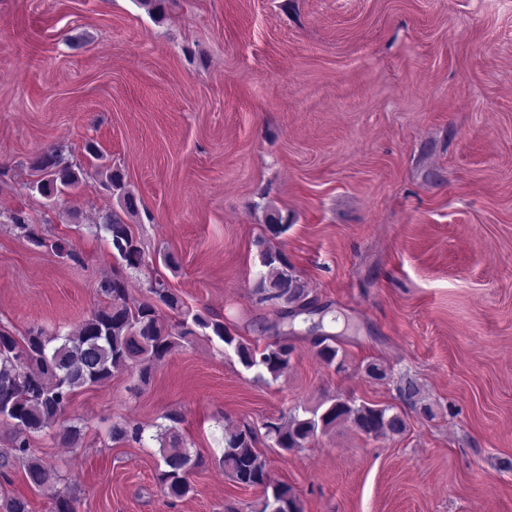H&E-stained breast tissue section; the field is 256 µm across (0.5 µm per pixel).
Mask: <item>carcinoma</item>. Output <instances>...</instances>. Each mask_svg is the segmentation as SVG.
Listing matches in <instances>:
<instances>
[{
	"label": "carcinoma",
	"mask_w": 512,
	"mask_h": 512,
	"mask_svg": "<svg viewBox=\"0 0 512 512\" xmlns=\"http://www.w3.org/2000/svg\"><path fill=\"white\" fill-rule=\"evenodd\" d=\"M31 168L37 176L31 188L48 199L78 188L84 180L83 171L64 163L56 150L38 156ZM103 185L117 193L121 211L104 216L100 229L107 235L122 266L139 270L144 266V250L124 217L138 213L140 200L128 188L125 174L117 167L106 170ZM10 221L34 245L48 246L61 258H76L67 240L46 242L18 214L10 216ZM264 258L263 266L268 268V273L254 284L259 301L278 306L285 319L315 311L311 289L293 274L286 256L279 251H267ZM99 288L108 304L94 310L67 336L47 337L41 331H31L18 339L0 328V417L15 427L11 451L0 454L1 479L9 480L12 470L20 464L30 486L39 489L52 483L54 474L34 456L29 435L57 424L77 389L100 384L116 371L135 367L140 383H147L152 366L194 335L196 326L211 329L224 345L234 349L247 369L261 368L277 378L290 365L293 346L286 337L260 350L233 336L223 322L210 321L198 314L190 321L165 322L157 305L180 314L182 301L159 279L149 282L148 292L154 301L133 306L128 302L127 281L122 273L116 272L101 281ZM314 345L325 364L336 363L339 349L334 337L319 336L314 339ZM398 392L412 407L420 401V388L410 377L401 379ZM339 421L351 422L367 436L400 434L406 428L405 419L397 412L391 414L386 407L368 404L355 406L339 396L327 400L323 410H313L310 418L293 415L284 423L268 421L263 428L275 447L290 452L304 447L318 430L324 431ZM112 439L140 442L143 429L114 423ZM157 440L160 441L157 480L165 494L182 498L190 491L189 475L202 465V460L183 445L181 435L172 426L157 434ZM255 444L256 430L249 424L224 433V452L215 463L236 484L262 489L257 508L250 504L243 507L227 504L224 512H302L292 487L270 481L266 461Z\"/></svg>",
	"instance_id": "cac0c4a2"
}]
</instances>
